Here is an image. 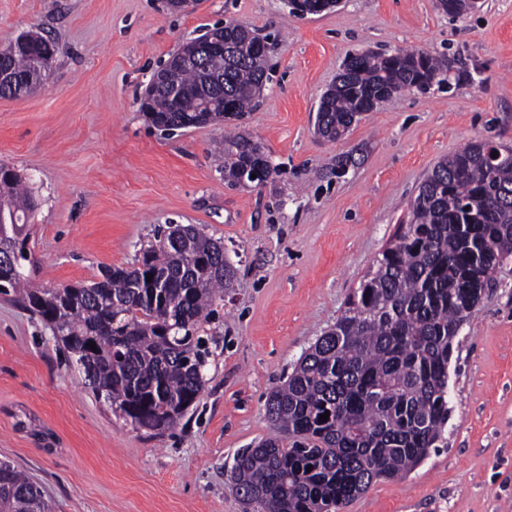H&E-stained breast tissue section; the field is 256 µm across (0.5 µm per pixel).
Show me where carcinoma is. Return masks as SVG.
Returning a JSON list of instances; mask_svg holds the SVG:
<instances>
[{
	"mask_svg": "<svg viewBox=\"0 0 512 512\" xmlns=\"http://www.w3.org/2000/svg\"><path fill=\"white\" fill-rule=\"evenodd\" d=\"M438 5L451 17L467 12V0ZM268 51L269 37L226 20L224 52L176 73L179 99L155 89L146 118L177 131L193 118L203 127L241 116L270 81ZM40 53L54 59V42L38 34L27 48L13 39L0 51V69L30 78ZM450 70L448 58L422 49L352 53L321 103L319 134L339 140L392 96L448 84ZM486 149L487 142L473 141L436 162L410 202L404 232L269 393L273 435L241 449L229 475L251 512H339L375 480L408 474L440 447L455 341L496 268L512 260V155L492 162ZM248 167L264 169L267 185L280 174L260 142L234 131L224 137V181L237 185ZM1 168L0 245L16 268L0 293H20L50 326L96 399L137 430L173 429L205 384L210 352L199 332L216 319L236 278L223 242L194 224L176 238L166 227L132 266L107 268L91 284L46 290L33 283L26 229L37 202L14 169L5 162ZM326 412L329 419L320 420ZM0 512L52 506L37 483L1 460Z\"/></svg>",
	"mask_w": 512,
	"mask_h": 512,
	"instance_id": "cac0c4a2",
	"label": "carcinoma"
}]
</instances>
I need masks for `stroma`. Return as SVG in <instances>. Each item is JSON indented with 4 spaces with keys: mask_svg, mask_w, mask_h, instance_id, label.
<instances>
[{
    "mask_svg": "<svg viewBox=\"0 0 512 512\" xmlns=\"http://www.w3.org/2000/svg\"><path fill=\"white\" fill-rule=\"evenodd\" d=\"M230 18L276 38L270 81L240 121L281 168L261 189L225 183L223 124L165 136L139 109L169 55ZM27 30L57 53L36 91L0 98V161L38 201L36 282L98 281L168 224L221 240L237 276L205 327L200 398L161 436L97 400L49 327L0 295V459L54 512H246L229 480L236 453L270 436L269 393L407 223L424 177L468 142L512 146V0H478L455 19L436 0H343L304 18L284 0H194L182 12L164 0H0V48ZM404 48L447 56L449 85L394 95L342 140L315 133L348 54ZM354 150L363 162L329 175ZM458 341L443 448L341 512H512V262Z\"/></svg>",
    "mask_w": 512,
    "mask_h": 512,
    "instance_id": "obj_1",
    "label": "stroma"
}]
</instances>
